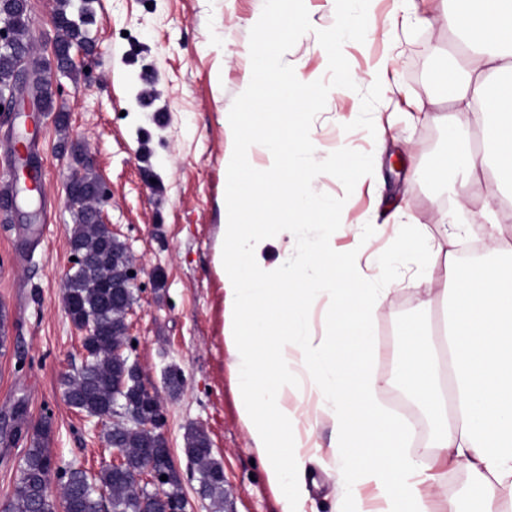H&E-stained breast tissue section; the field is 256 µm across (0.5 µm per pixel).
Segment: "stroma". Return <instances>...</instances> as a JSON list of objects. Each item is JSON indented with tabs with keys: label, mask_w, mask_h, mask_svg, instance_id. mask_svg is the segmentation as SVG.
<instances>
[{
	"label": "stroma",
	"mask_w": 512,
	"mask_h": 512,
	"mask_svg": "<svg viewBox=\"0 0 512 512\" xmlns=\"http://www.w3.org/2000/svg\"><path fill=\"white\" fill-rule=\"evenodd\" d=\"M270 0H87L85 30L92 40V74L59 76L63 94L39 124L34 144L41 191L36 223L25 213L0 223V308L8 341L0 349V428L13 422L17 399L27 402L30 425H51L47 446L58 468L97 476L112 463L95 417L70 407L61 377L82 366L79 332L64 304L63 274L71 258L74 222L65 182L72 166L68 145L85 149L93 173L112 192L106 221L114 237L140 260L141 287L126 316L144 383L158 395L162 431L172 450L187 500L186 512H215L196 492L198 483L184 452L189 428H203L224 467L223 512H280L264 463L251 447L240 419L224 343V291L215 268L224 212V154L229 135L223 115L243 109L241 92L249 65L247 49L257 37L254 17ZM58 0H28L31 32L40 57H50L57 35ZM303 31L292 36L279 62L283 81L315 77L306 106L314 146L297 161L310 195L294 220L292 246L271 247L268 260L296 259L318 232L317 209L333 207L372 240L360 258L369 288L398 287L374 316L368 353L372 379L385 411L408 422L414 435L404 449L415 453L431 429L409 401L393 370L405 320L427 324L440 336L442 299L427 307L418 288L433 278L441 288L443 266L436 249L457 250L475 235L487 236L489 259H503L512 226L491 236L500 212L479 216L481 200L468 209L445 204L460 179L436 177L432 157L447 146L446 125L431 121L448 110L455 91L443 72L465 65L468 51L449 29L442 0H302ZM389 20L388 32H369L371 19ZM344 40V68H331L318 49L325 38ZM431 53L413 69L417 49ZM386 71L372 76L379 60ZM354 81H345V73ZM373 168L371 182L337 172L340 150ZM415 227L409 247L396 251L384 226ZM183 375L178 394L165 370ZM29 437H0V512L19 479ZM305 512H338L340 476L320 457L306 466Z\"/></svg>",
	"instance_id": "obj_1"
}]
</instances>
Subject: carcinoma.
Instances as JSON below:
<instances>
[{
	"label": "carcinoma",
	"instance_id": "carcinoma-1",
	"mask_svg": "<svg viewBox=\"0 0 512 512\" xmlns=\"http://www.w3.org/2000/svg\"><path fill=\"white\" fill-rule=\"evenodd\" d=\"M56 18V46L59 50L67 51L75 45L83 46L89 42L82 29L84 10L73 11L72 0H61ZM1 26L9 30L15 51H0V93L9 91L16 81L18 52L33 46L27 10L20 0H0ZM77 164L82 169L84 195L70 201L75 220L70 244L84 255L106 254L108 258L93 265L77 267L68 275L64 303L76 306L73 318L78 322L119 325L134 300L128 294L124 300L112 302V284L125 276L122 263L125 246L103 225L94 222L87 198L98 181L83 159H77ZM84 345L90 353L91 365L83 366L73 374L62 375L65 399L72 407L89 415L110 414L115 396L112 381L129 372V364L124 358L128 337L121 331H110L105 335L96 333L85 337ZM49 432L47 426L35 431L33 447L25 452L20 478L7 512H57L54 499L45 492L46 484L57 474V470L52 468L53 457L44 447ZM106 435L109 442L121 448L128 472L140 468L148 449L161 448L164 444L159 433L126 420L107 421ZM184 453L197 469L199 495L212 501L218 509H224V467L210 453V439L203 429L192 427L188 430ZM63 477L61 499L65 512H164L169 503L185 501L181 479L172 468L168 469L162 497L130 486L120 472L110 466L92 480L79 469L66 472Z\"/></svg>",
	"mask_w": 512,
	"mask_h": 512
}]
</instances>
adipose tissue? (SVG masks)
I'll use <instances>...</instances> for the list:
<instances>
[{
  "mask_svg": "<svg viewBox=\"0 0 512 512\" xmlns=\"http://www.w3.org/2000/svg\"><path fill=\"white\" fill-rule=\"evenodd\" d=\"M449 3L451 22L472 54L466 73L449 68L444 78L460 89L459 110L483 126L495 177L475 180L476 157L453 145L433 157L431 168L439 175L466 170L457 188L462 201L479 188L490 204L512 192V0ZM299 21L281 8L254 20L260 38L248 50L242 89L248 109L224 115L231 143L216 256L237 408L268 483L280 492V512H304L306 462L321 450L312 430L324 417L333 425L330 461L343 468L339 512H461L454 499L433 493L426 466L447 453L470 474L468 512H512V261L465 267L446 254L450 314L443 345L432 342L424 324L403 322L395 377L433 425L428 446L410 455L401 448L410 432L381 408L367 364L372 317L387 294L365 288L354 272L355 255L335 246L353 225L324 209L321 238L296 268L267 259L270 246L289 237L310 191L294 158L311 142L299 105L317 83L301 75L286 86L294 105L285 110L261 93L282 86L278 60ZM259 144L269 162L266 180L244 161ZM323 300L333 328L320 336L314 317ZM362 486L376 490L377 510L359 495Z\"/></svg>",
  "mask_w": 512,
  "mask_h": 512,
  "instance_id": "obj_1",
  "label": "adipose tissue"
}]
</instances>
